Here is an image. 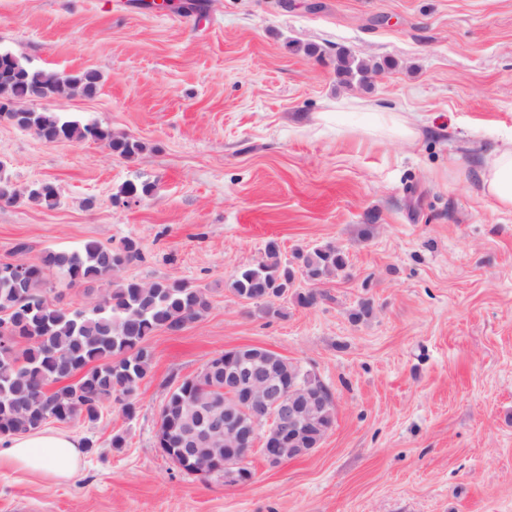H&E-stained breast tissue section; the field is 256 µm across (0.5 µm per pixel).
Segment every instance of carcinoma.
<instances>
[{"mask_svg": "<svg viewBox=\"0 0 512 512\" xmlns=\"http://www.w3.org/2000/svg\"><path fill=\"white\" fill-rule=\"evenodd\" d=\"M336 69L347 76L383 71L379 64L356 61L344 52L337 56ZM64 77L75 94L91 95L100 82L95 70L64 76L16 62L10 52L0 50V102L14 105L7 111L0 106V116L49 143L104 141L113 154L123 158L142 150L139 141L116 136L97 123L81 124L55 112L18 108L33 96L52 94ZM20 198L51 207L57 192L51 184H37L22 193L0 167V202L15 203ZM140 258V248L132 239L112 247L89 240L74 250L47 249L39 262L30 265L28 277L20 284L10 264H0V332L14 339L10 345H0V437L40 429L50 417L62 423L77 416L96 421L117 392L124 396V415H135L133 397L153 361L145 346L147 338L159 330L180 331L210 308L206 294L182 280L156 281L148 287L120 276L124 266ZM298 259L303 275L313 281L326 279L347 265L346 254L332 244L301 252ZM51 275L67 288L101 280L105 292L90 309L60 307L46 298ZM293 275L294 269L282 261L279 246L271 241L265 258L241 268L230 288L276 314L273 303L264 299L265 291ZM208 383L209 376L200 373L167 398L163 412L169 415L172 440H178L190 414V397L198 385Z\"/></svg>", "mask_w": 512, "mask_h": 512, "instance_id": "1", "label": "carcinoma"}]
</instances>
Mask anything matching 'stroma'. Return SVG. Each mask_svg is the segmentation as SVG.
Masks as SVG:
<instances>
[{
	"mask_svg": "<svg viewBox=\"0 0 512 512\" xmlns=\"http://www.w3.org/2000/svg\"><path fill=\"white\" fill-rule=\"evenodd\" d=\"M198 2L0 0L1 50L102 76L46 110L144 145L125 159L0 121L14 185L58 192L51 208L0 202V263L130 238L142 257L122 277L181 280L211 302L150 336L134 417L113 404L94 422H48L83 444L77 476L1 467L0 512H512V212L477 183L512 134V0ZM341 50L386 69L347 82ZM340 104L338 122L319 120ZM369 104L406 114L421 139L366 134ZM142 182L151 196L117 203ZM272 239L291 266L325 243L347 266L315 286L297 276L265 313L229 284ZM311 289L317 303L298 305ZM246 345L313 370L335 423L311 456L272 466L253 451L249 483L185 474L156 446L167 396Z\"/></svg>",
	"mask_w": 512,
	"mask_h": 512,
	"instance_id": "1",
	"label": "stroma"
}]
</instances>
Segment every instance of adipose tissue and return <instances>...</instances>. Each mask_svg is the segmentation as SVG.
Returning <instances> with one entry per match:
<instances>
[{
  "label": "adipose tissue",
  "mask_w": 512,
  "mask_h": 512,
  "mask_svg": "<svg viewBox=\"0 0 512 512\" xmlns=\"http://www.w3.org/2000/svg\"><path fill=\"white\" fill-rule=\"evenodd\" d=\"M364 129L369 134L395 138L408 144L421 136L420 130L399 112L374 106L366 109ZM482 197L492 200L497 209L512 211V136L501 139L485 157L478 171ZM81 451L78 441L67 434L39 429L8 437L6 450L0 451V465L36 473L51 482L71 479L79 470Z\"/></svg>",
  "instance_id": "ef3b65f1"
}]
</instances>
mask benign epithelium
<instances>
[{
  "mask_svg": "<svg viewBox=\"0 0 512 512\" xmlns=\"http://www.w3.org/2000/svg\"><path fill=\"white\" fill-rule=\"evenodd\" d=\"M207 370L212 375L224 371V390L231 392L232 401L216 406L203 397L193 399L192 406L205 416L202 427L184 433L183 447L162 449L189 474H222L244 483L252 479L245 461L258 445L272 466L307 457L319 447L317 442L310 448L294 444L313 426L312 415L334 403L324 385L285 382L278 355L258 346L226 350L207 362Z\"/></svg>",
  "mask_w": 512,
  "mask_h": 512,
  "instance_id": "benign-epithelium-1",
  "label": "benign epithelium"
}]
</instances>
